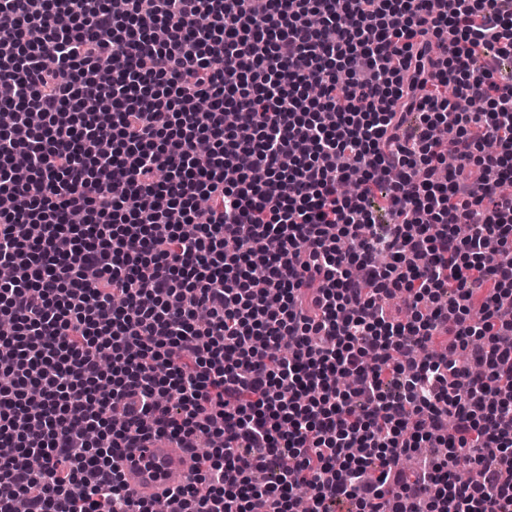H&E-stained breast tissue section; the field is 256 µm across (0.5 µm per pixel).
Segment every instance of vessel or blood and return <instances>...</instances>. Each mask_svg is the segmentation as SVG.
<instances>
[{
	"label": "vessel or blood",
	"mask_w": 512,
	"mask_h": 512,
	"mask_svg": "<svg viewBox=\"0 0 512 512\" xmlns=\"http://www.w3.org/2000/svg\"><path fill=\"white\" fill-rule=\"evenodd\" d=\"M120 472L138 499H159L188 478L193 460L182 443L169 436H150L138 447L124 449Z\"/></svg>",
	"instance_id": "vessel-or-blood-1"
}]
</instances>
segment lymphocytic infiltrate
Returning <instances> with one entry per match:
<instances>
[{"instance_id":"lymphocytic-infiltrate-1","label":"lymphocytic infiltrate","mask_w":512,"mask_h":512,"mask_svg":"<svg viewBox=\"0 0 512 512\" xmlns=\"http://www.w3.org/2000/svg\"><path fill=\"white\" fill-rule=\"evenodd\" d=\"M511 54L512 0H0V512H146L150 434L169 512H512ZM138 446L125 448L118 458L136 499H162L171 486L186 481L194 462L178 439L152 435Z\"/></svg>"}]
</instances>
